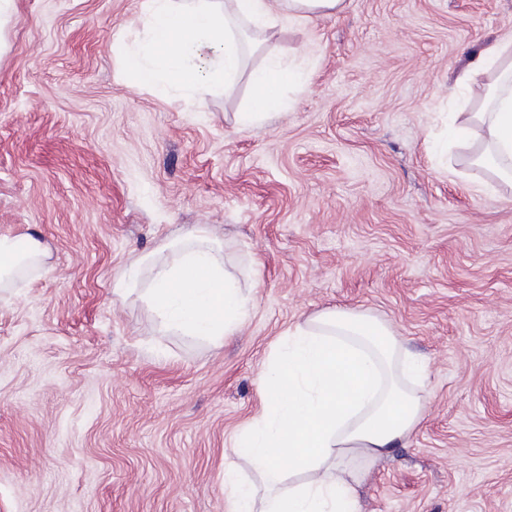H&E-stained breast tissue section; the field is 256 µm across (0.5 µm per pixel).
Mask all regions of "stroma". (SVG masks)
Wrapping results in <instances>:
<instances>
[{
    "instance_id": "obj_1",
    "label": "stroma",
    "mask_w": 512,
    "mask_h": 512,
    "mask_svg": "<svg viewBox=\"0 0 512 512\" xmlns=\"http://www.w3.org/2000/svg\"><path fill=\"white\" fill-rule=\"evenodd\" d=\"M144 0H14L0 28V236L51 269L0 301V512H226L225 475L288 328L390 323L427 364L415 433L362 512H512V184L448 139L457 73L512 0H345L250 56L302 60L248 128L247 79L163 97L121 71ZM493 180V179H492ZM216 228L251 298L220 339L161 335L114 291L134 255Z\"/></svg>"
}]
</instances>
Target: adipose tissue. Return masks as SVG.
I'll return each mask as SVG.
<instances>
[{
    "mask_svg": "<svg viewBox=\"0 0 512 512\" xmlns=\"http://www.w3.org/2000/svg\"><path fill=\"white\" fill-rule=\"evenodd\" d=\"M345 0H145L148 41L126 56L138 84L165 95H200L231 87L248 74L251 99L239 125L265 121L286 104L283 91L303 82L302 70L277 55L246 70L245 60L276 33L342 10ZM477 111L463 113L454 137H481L478 163L512 179V36L481 49L456 79ZM172 257L134 258L116 280L119 295L141 292L161 332L220 338L247 319L249 300L226 269L222 243L199 224L168 243ZM47 253L29 235L0 237V299L23 275L44 270ZM425 366L393 328L366 312L325 309L288 330L260 374L267 404L239 442L263 477V494L226 477L228 512H359L362 469L388 454L419 426L426 408ZM308 474L291 491L286 466Z\"/></svg>",
    "mask_w": 512,
    "mask_h": 512,
    "instance_id": "adipose-tissue-1",
    "label": "adipose tissue"
}]
</instances>
